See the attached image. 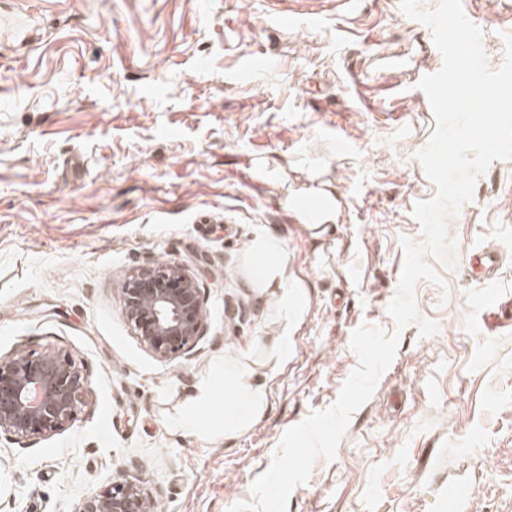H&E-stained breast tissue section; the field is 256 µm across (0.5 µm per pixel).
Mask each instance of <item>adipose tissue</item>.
Here are the masks:
<instances>
[{
	"mask_svg": "<svg viewBox=\"0 0 512 512\" xmlns=\"http://www.w3.org/2000/svg\"><path fill=\"white\" fill-rule=\"evenodd\" d=\"M255 260L253 275L265 288L274 289L283 304L293 313H301L307 302L303 288L295 285L287 275V261L279 239L268 234L256 235L249 244ZM225 380L230 381L234 404L224 415L225 433H233L244 422L254 419L263 408V394L254 388L244 373L225 370Z\"/></svg>",
	"mask_w": 512,
	"mask_h": 512,
	"instance_id": "obj_1",
	"label": "adipose tissue"
}]
</instances>
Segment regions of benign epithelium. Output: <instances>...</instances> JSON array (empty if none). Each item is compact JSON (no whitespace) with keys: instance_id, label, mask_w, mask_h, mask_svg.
I'll use <instances>...</instances> for the list:
<instances>
[{"instance_id":"7a95c632","label":"benign epithelium","mask_w":512,"mask_h":512,"mask_svg":"<svg viewBox=\"0 0 512 512\" xmlns=\"http://www.w3.org/2000/svg\"><path fill=\"white\" fill-rule=\"evenodd\" d=\"M127 323L161 359L190 354L204 336V302L197 278L184 267L153 264L133 272L122 288ZM88 380L63 349L24 350L0 357V432L27 448L68 429L87 405ZM140 486L113 479L85 496L74 512H143Z\"/></svg>"}]
</instances>
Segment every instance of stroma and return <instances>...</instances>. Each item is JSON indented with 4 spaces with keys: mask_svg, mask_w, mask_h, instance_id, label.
<instances>
[{
    "mask_svg": "<svg viewBox=\"0 0 512 512\" xmlns=\"http://www.w3.org/2000/svg\"><path fill=\"white\" fill-rule=\"evenodd\" d=\"M283 2L324 18L278 27L271 0H0L29 14L26 42L0 47V356L64 349L89 382L64 432L27 448L0 434V512H73L120 476L156 512L256 504L283 433L329 408L357 366L353 330L393 331L401 240L422 242L412 209L435 192L417 158L435 128L418 82L442 55L396 0L351 16L336 0ZM462 7L498 69L512 0ZM256 56L266 65L250 68ZM315 182L341 200L319 241L283 206ZM475 186L449 227L455 268L432 260L443 286L415 287L438 333L402 331L288 512H512V160ZM261 231L308 294L294 323L253 285ZM484 248L501 256L486 276L468 264ZM154 263L199 281L206 331L191 355L156 357L124 317V280ZM486 291L501 308L481 306ZM230 361L265 408L228 436Z\"/></svg>",
    "mask_w": 512,
    "mask_h": 512,
    "instance_id": "stroma-1",
    "label": "stroma"
}]
</instances>
